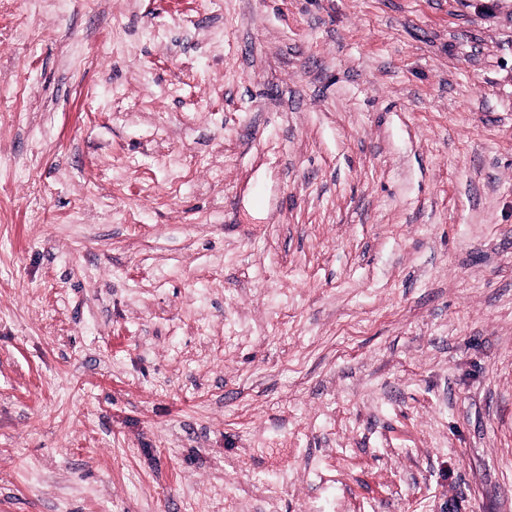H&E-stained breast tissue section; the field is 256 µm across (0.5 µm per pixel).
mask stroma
I'll list each match as a JSON object with an SVG mask.
<instances>
[{
  "mask_svg": "<svg viewBox=\"0 0 512 512\" xmlns=\"http://www.w3.org/2000/svg\"><path fill=\"white\" fill-rule=\"evenodd\" d=\"M0 512H512V0H0Z\"/></svg>",
  "mask_w": 512,
  "mask_h": 512,
  "instance_id": "35a3bbf8",
  "label": "stroma"
}]
</instances>
